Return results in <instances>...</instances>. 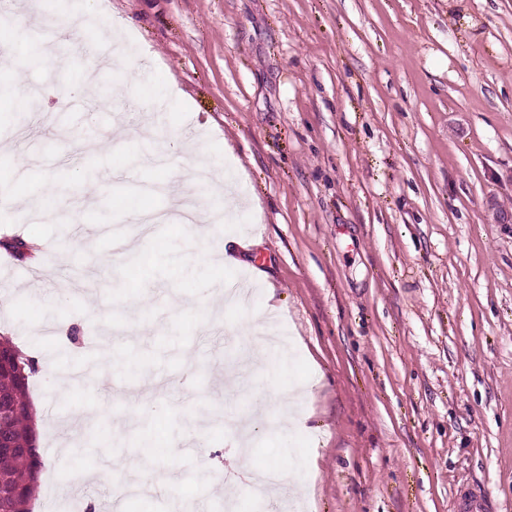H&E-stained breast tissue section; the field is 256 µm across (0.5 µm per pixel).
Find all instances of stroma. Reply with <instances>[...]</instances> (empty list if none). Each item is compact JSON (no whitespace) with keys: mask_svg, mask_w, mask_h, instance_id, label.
<instances>
[{"mask_svg":"<svg viewBox=\"0 0 512 512\" xmlns=\"http://www.w3.org/2000/svg\"><path fill=\"white\" fill-rule=\"evenodd\" d=\"M113 33L134 37L121 69L82 99L51 91L86 75L77 46L110 59ZM0 43L15 56L0 77L47 90L0 112V173L22 171L0 176V234L47 248L34 264L0 253V336L72 379L62 397L29 386L68 448L43 454L51 512L112 498L77 481L79 458L146 446L165 486L127 512H172L173 491L201 485L230 497L240 445L219 424L193 431L217 405L251 465L290 462L277 497L235 512H460L473 488L512 512V0H102L57 65L1 24ZM117 128L123 151L79 149ZM174 135L232 172L241 204L207 246L247 238L238 264L187 263L190 235L160 224L139 260L116 256L134 229L121 195L168 208L145 187L194 170L166 154ZM48 193L51 215L26 207ZM104 336L108 364L86 347ZM283 367L258 425L255 394ZM172 440L195 456L170 473Z\"/></svg>","mask_w":512,"mask_h":512,"instance_id":"stroma-1","label":"stroma"}]
</instances>
